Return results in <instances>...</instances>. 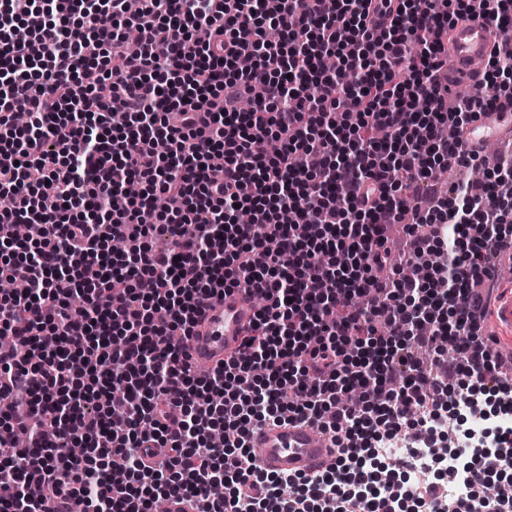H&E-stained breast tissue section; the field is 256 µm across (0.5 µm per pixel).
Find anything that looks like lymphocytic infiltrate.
Instances as JSON below:
<instances>
[{
    "label": "lymphocytic infiltrate",
    "mask_w": 512,
    "mask_h": 512,
    "mask_svg": "<svg viewBox=\"0 0 512 512\" xmlns=\"http://www.w3.org/2000/svg\"><path fill=\"white\" fill-rule=\"evenodd\" d=\"M476 10L512 31V0H0V222L31 228L0 242V278L27 284L0 293V443L28 436L0 457V512H445L425 479L376 491L373 440L430 432L449 369L512 393L480 323L512 258V159L419 202L512 101V39L487 94L440 92L441 35ZM396 224L422 277L389 262ZM240 286L266 304L197 373L194 315ZM273 417L320 425L335 465L264 472L249 436ZM452 468L463 512H512V480ZM512 105L500 100L493 110L484 112L462 132V138L471 149H485L493 140L512 141Z\"/></svg>",
    "instance_id": "obj_1"
}]
</instances>
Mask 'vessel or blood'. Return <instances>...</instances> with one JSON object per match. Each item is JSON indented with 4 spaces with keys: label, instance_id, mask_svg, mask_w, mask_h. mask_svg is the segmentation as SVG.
Segmentation results:
<instances>
[{
    "label": "vessel or blood",
    "instance_id": "1",
    "mask_svg": "<svg viewBox=\"0 0 512 512\" xmlns=\"http://www.w3.org/2000/svg\"><path fill=\"white\" fill-rule=\"evenodd\" d=\"M503 37L500 29L476 17L458 21L448 31V88L464 86L479 93L484 89V70L492 49ZM469 148L481 150L493 140L512 141V102L499 101L463 131ZM253 289L237 287L225 291L203 305L194 331L187 340L190 361L211 367L237 350L244 330L256 320ZM494 325L512 335V289H502L490 310ZM251 447L257 448V462L271 474L301 475L328 468L336 457L330 440L318 425L310 422H269L250 434Z\"/></svg>",
    "mask_w": 512,
    "mask_h": 512
}]
</instances>
